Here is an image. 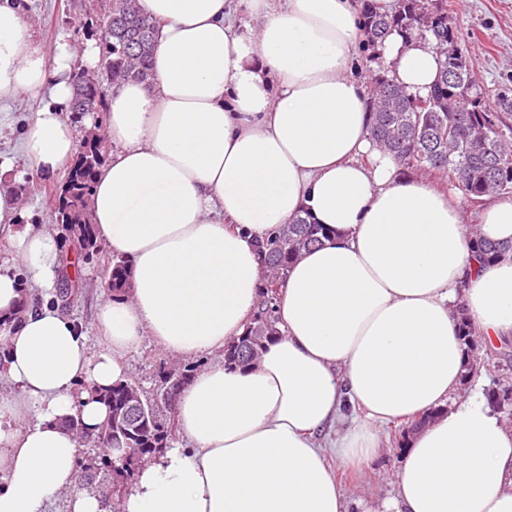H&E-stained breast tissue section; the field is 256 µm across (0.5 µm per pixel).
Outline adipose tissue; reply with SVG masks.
<instances>
[{"instance_id": "adipose-tissue-1", "label": "adipose tissue", "mask_w": 512, "mask_h": 512, "mask_svg": "<svg viewBox=\"0 0 512 512\" xmlns=\"http://www.w3.org/2000/svg\"><path fill=\"white\" fill-rule=\"evenodd\" d=\"M157 23L150 84L107 98L109 160L96 177L99 240L130 262L127 295L105 297L102 342L59 307L30 309L8 337L0 378V512H107L80 488V438L95 429L103 392L130 377L144 337L169 353H223L254 314L258 244L301 213L331 235L289 271L277 302L279 339L257 363L215 362L180 394L185 443L140 468L122 512H349L329 464L363 473L385 426L423 415L379 512H512V429L480 390L463 400L456 307L487 345L512 339V259L480 266L467 247L459 197L403 175L369 136V92L352 76L363 38L356 0H139ZM387 76L426 94L438 60L420 40L389 36ZM98 48L34 41L14 0H0V101L49 91L21 149L46 174L67 169L78 142L65 119L74 58ZM484 238L512 241V200H488ZM0 319L22 288L59 279L47 225L20 221L0 188ZM352 406L357 419L331 448L318 438Z\"/></svg>"}]
</instances>
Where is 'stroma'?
Segmentation results:
<instances>
[{
    "label": "stroma",
    "instance_id": "1",
    "mask_svg": "<svg viewBox=\"0 0 512 512\" xmlns=\"http://www.w3.org/2000/svg\"><path fill=\"white\" fill-rule=\"evenodd\" d=\"M18 5L34 40L52 49L61 43H84L79 25L95 8L96 0H18ZM448 16L470 58L477 88L485 91L512 86V0H448ZM39 104L36 97L0 103V154L13 162L15 184L22 189L20 209L28 224L51 223V190L63 178L59 172L46 175L31 169L20 151L23 130ZM105 273V266H87L81 288L66 307L67 314L82 326L95 347L101 343L95 316L106 293ZM162 361L172 367L185 365L183 359L165 351L152 338H145L129 358L131 379L144 391L154 392L156 370ZM406 447L407 440L402 436L384 442L381 454L360 483L351 480L340 459H333L351 512H377L380 504L393 496V474Z\"/></svg>",
    "mask_w": 512,
    "mask_h": 512
}]
</instances>
